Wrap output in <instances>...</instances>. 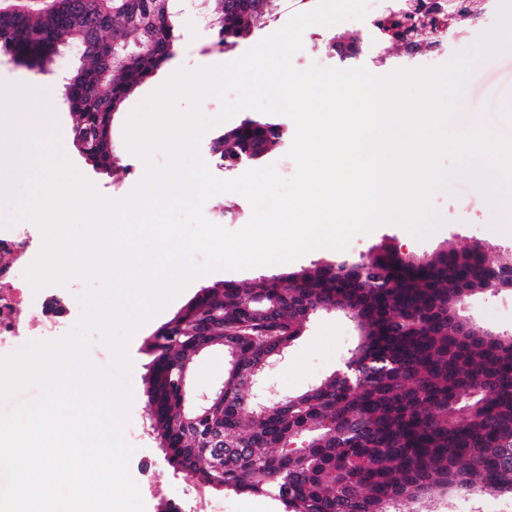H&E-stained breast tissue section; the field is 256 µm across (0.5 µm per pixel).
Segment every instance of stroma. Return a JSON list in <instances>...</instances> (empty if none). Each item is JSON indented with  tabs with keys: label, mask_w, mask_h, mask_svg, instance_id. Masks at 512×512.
<instances>
[{
	"label": "stroma",
	"mask_w": 512,
	"mask_h": 512,
	"mask_svg": "<svg viewBox=\"0 0 512 512\" xmlns=\"http://www.w3.org/2000/svg\"><path fill=\"white\" fill-rule=\"evenodd\" d=\"M302 0H281L275 15L265 25L254 29L252 35L233 49H219L212 43L207 19L198 11L180 8L178 22L182 38L174 58L161 67L151 78L140 84L126 98L112 120V142L121 150V167L114 172L96 169L77 150L73 142V129L78 121L65 100H58L57 120L54 125L31 129V138L55 137L59 153L93 182L105 197L120 199L127 196L142 180L145 166L142 160L127 152L124 142V124L129 114L151 92L161 86L178 69L195 70L232 62L251 46L282 28L297 13L306 12ZM499 24L498 15H483L459 25L460 33L448 40L447 50H428L411 57L396 45L386 46L379 52L364 51L358 65L377 76L389 74L398 68L440 65L455 55L475 46L480 39ZM462 110L469 114L473 127L487 130L492 136L512 139V51L504 49L492 58L478 62L466 84ZM432 205L441 222L433 228L411 234L404 227L387 223L370 234L353 238L347 251L351 254L369 252L382 239H390L405 255H432L443 249L482 245L488 262L498 261L503 252L512 250V235L496 236L488 231L494 216L489 199L481 197L471 180L457 177L448 189L436 192ZM211 222H222L231 232L242 230L250 221L253 208L249 199L240 193H222L210 198L203 207ZM262 268L242 270L219 269L192 281L162 312L151 318L131 337L128 354L132 361L129 386L132 394L130 423L125 431L127 441L134 448L129 462V473L136 485L142 486V461L151 464L150 473L157 486L155 492L141 494L145 512H166V497L192 489L197 501H224L225 512H281L279 504L265 497L244 494H223L193 483L192 479L174 470L164 459L159 442L150 428L149 414L144 396L148 356L143 351L145 339L162 323L186 306L201 288L222 281L245 286L262 275ZM460 313L475 326L495 334L512 335V290L498 293H477L460 307ZM358 340L353 323L343 315L320 313L311 318L303 334L289 349L288 354L272 369L270 383L279 395L295 394L306 390L339 369ZM426 512H512V502L502 498H484L481 504L471 500L448 499L446 494L433 491L425 502Z\"/></svg>",
	"instance_id": "obj_1"
}]
</instances>
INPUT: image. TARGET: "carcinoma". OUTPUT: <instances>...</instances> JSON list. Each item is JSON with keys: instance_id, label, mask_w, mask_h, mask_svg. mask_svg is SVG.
I'll use <instances>...</instances> for the list:
<instances>
[{"instance_id": "cac0c4a2", "label": "carcinoma", "mask_w": 512, "mask_h": 512, "mask_svg": "<svg viewBox=\"0 0 512 512\" xmlns=\"http://www.w3.org/2000/svg\"><path fill=\"white\" fill-rule=\"evenodd\" d=\"M220 43L231 49L263 26L280 0H211ZM74 12L86 15L72 26ZM481 14L478 0H450L448 21ZM138 42L117 66L111 42ZM180 39L172 0H55L44 13L0 10V53L44 69L68 42L86 43L88 64L67 78L78 113L73 141L86 160L110 171L118 154L109 123L129 93L172 59ZM351 39L327 42L344 63ZM288 130L275 118L248 116L211 140L226 168L267 156ZM414 270L396 248L338 256L287 273L262 275L243 288L205 287L158 327L146 388L150 427L167 444L170 465L216 491L270 498L284 512H410L437 486L448 496L512 500V336L490 337L462 325L466 288L459 270L484 290L512 269V251L492 265L480 246L442 250ZM327 309L356 322L359 343L337 370L294 395L252 405L250 380L261 377ZM228 358L224 399L181 420L176 387L204 344ZM223 447L203 452L209 434Z\"/></svg>"}]
</instances>
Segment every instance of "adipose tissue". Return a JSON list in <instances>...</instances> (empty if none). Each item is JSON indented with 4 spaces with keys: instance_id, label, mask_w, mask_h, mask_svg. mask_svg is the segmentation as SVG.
Here are the masks:
<instances>
[{
    "instance_id": "adipose-tissue-1",
    "label": "adipose tissue",
    "mask_w": 512,
    "mask_h": 512,
    "mask_svg": "<svg viewBox=\"0 0 512 512\" xmlns=\"http://www.w3.org/2000/svg\"><path fill=\"white\" fill-rule=\"evenodd\" d=\"M56 90L41 80H27L0 92V191L32 162L27 133L54 119Z\"/></svg>"
}]
</instances>
